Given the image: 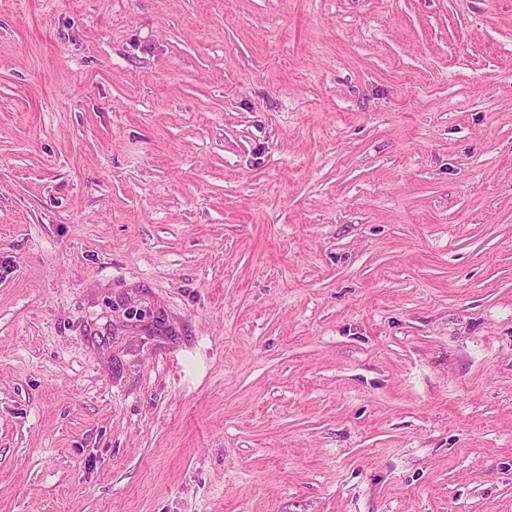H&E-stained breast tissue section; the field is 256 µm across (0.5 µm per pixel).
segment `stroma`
Segmentation results:
<instances>
[{
  "mask_svg": "<svg viewBox=\"0 0 512 512\" xmlns=\"http://www.w3.org/2000/svg\"><path fill=\"white\" fill-rule=\"evenodd\" d=\"M0 512H512V0H0Z\"/></svg>",
  "mask_w": 512,
  "mask_h": 512,
  "instance_id": "35a3bbf8",
  "label": "stroma"
}]
</instances>
